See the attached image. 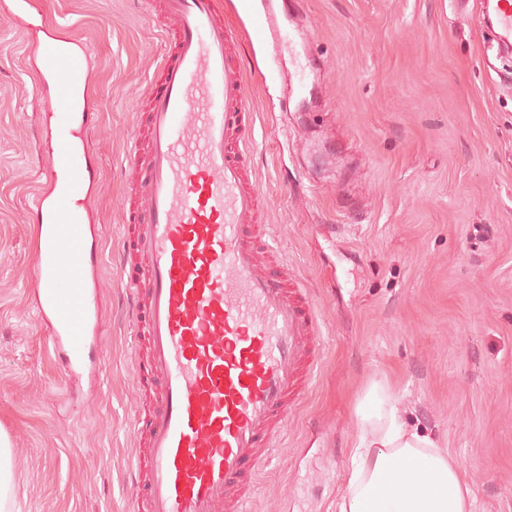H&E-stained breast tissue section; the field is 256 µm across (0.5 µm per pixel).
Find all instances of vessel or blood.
I'll use <instances>...</instances> for the list:
<instances>
[{
  "instance_id": "1",
  "label": "vessel or blood",
  "mask_w": 512,
  "mask_h": 512,
  "mask_svg": "<svg viewBox=\"0 0 512 512\" xmlns=\"http://www.w3.org/2000/svg\"><path fill=\"white\" fill-rule=\"evenodd\" d=\"M157 1L165 52L137 115L145 147L127 157L136 178L121 257L145 344L139 369L154 393L135 430L146 448L129 466L132 512H247L266 454L318 363L319 316L303 284L260 260L272 246L251 179L254 111L220 0L144 5ZM243 2L255 38L301 66L310 45L280 23L273 0ZM39 47L36 89L66 90L42 102L57 122L51 187L37 191L31 211L38 309L54 354L75 374L96 332L86 269L100 263L83 230L91 176L81 134L94 114L76 108L90 87L89 55L83 44L64 49L57 35Z\"/></svg>"
}]
</instances>
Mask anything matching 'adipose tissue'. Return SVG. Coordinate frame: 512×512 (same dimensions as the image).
Masks as SVG:
<instances>
[{
    "label": "adipose tissue",
    "instance_id": "1",
    "mask_svg": "<svg viewBox=\"0 0 512 512\" xmlns=\"http://www.w3.org/2000/svg\"><path fill=\"white\" fill-rule=\"evenodd\" d=\"M357 415L360 441L339 512H471L473 492L454 458L407 428L377 390Z\"/></svg>",
    "mask_w": 512,
    "mask_h": 512
}]
</instances>
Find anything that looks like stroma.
<instances>
[{
	"mask_svg": "<svg viewBox=\"0 0 512 512\" xmlns=\"http://www.w3.org/2000/svg\"><path fill=\"white\" fill-rule=\"evenodd\" d=\"M491 0H298L309 89L242 62L268 232L309 289L321 362L263 468L249 512H338L357 407L378 388L458 461L474 512H512V54ZM0 0V428L13 512H130L131 425L150 407L118 272L123 166L164 44L141 0H44L94 59L84 136L102 226L98 371L65 376L30 274L34 191L53 125L35 59Z\"/></svg>",
	"mask_w": 512,
	"mask_h": 512,
	"instance_id": "stroma-1",
	"label": "stroma"
}]
</instances>
